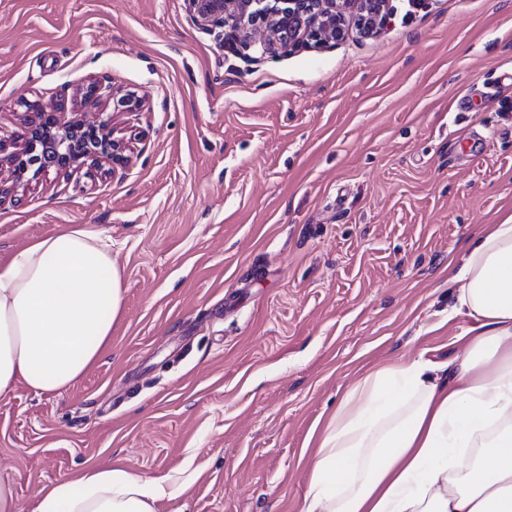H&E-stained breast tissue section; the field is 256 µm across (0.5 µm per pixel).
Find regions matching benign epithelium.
<instances>
[{
    "label": "benign epithelium",
    "instance_id": "1",
    "mask_svg": "<svg viewBox=\"0 0 512 512\" xmlns=\"http://www.w3.org/2000/svg\"><path fill=\"white\" fill-rule=\"evenodd\" d=\"M195 20L204 30L221 37L219 30L240 35L239 46L285 53L321 49L343 41L354 28L379 34L392 16L391 0H287L288 8L265 0H188ZM115 99L126 110L140 108L134 93L121 96L109 85L93 82L82 93L84 104ZM33 111L25 131L15 137L0 135V198L55 168H80L109 159L115 165L129 161L127 146L113 136L109 120L66 121L59 109L27 104Z\"/></svg>",
    "mask_w": 512,
    "mask_h": 512
}]
</instances>
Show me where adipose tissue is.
Listing matches in <instances>:
<instances>
[{"mask_svg": "<svg viewBox=\"0 0 512 512\" xmlns=\"http://www.w3.org/2000/svg\"><path fill=\"white\" fill-rule=\"evenodd\" d=\"M462 353L369 369L311 454L297 512H512V216L470 241L448 275ZM122 275L100 236L74 228L0 262V396L62 391L112 339ZM164 489L91 467L41 492L35 512H156Z\"/></svg>", "mask_w": 512, "mask_h": 512, "instance_id": "ef3b65f1", "label": "adipose tissue"}]
</instances>
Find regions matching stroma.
Segmentation results:
<instances>
[{
    "label": "stroma",
    "mask_w": 512,
    "mask_h": 512,
    "mask_svg": "<svg viewBox=\"0 0 512 512\" xmlns=\"http://www.w3.org/2000/svg\"><path fill=\"white\" fill-rule=\"evenodd\" d=\"M373 38L238 54L186 0H0V131L92 82L133 149L0 198V261L85 227L124 307L73 387L0 398L19 512L112 464L156 512H296L316 423L371 364L451 359L448 263L512 215V0H392ZM118 93H114L112 91V87L110 85L103 86L100 83L93 82L86 87V90L82 93V100L84 101V105L91 104L98 105L99 100L105 97L107 100L116 99L117 103H120L128 111H134L140 108L141 100L134 93L122 94L119 98L117 97Z\"/></svg>",
    "instance_id": "stroma-1"
}]
</instances>
